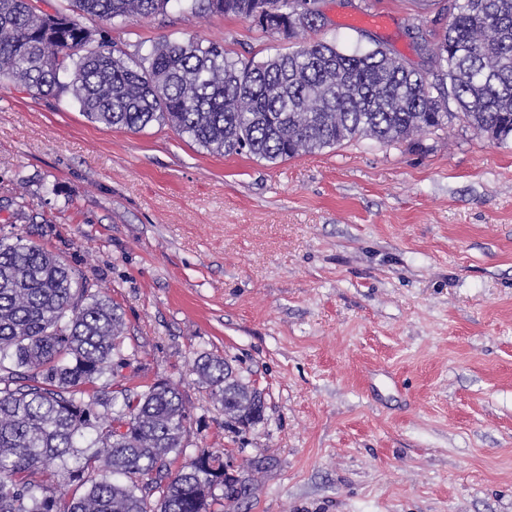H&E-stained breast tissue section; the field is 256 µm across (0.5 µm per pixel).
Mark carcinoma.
Here are the masks:
<instances>
[{
    "label": "carcinoma",
    "instance_id": "1",
    "mask_svg": "<svg viewBox=\"0 0 512 512\" xmlns=\"http://www.w3.org/2000/svg\"><path fill=\"white\" fill-rule=\"evenodd\" d=\"M104 25L163 14L170 0H69ZM194 15L242 18L288 41L326 25L296 23L300 0L253 21L258 0H183ZM432 47L447 92L377 47L345 54L314 41L263 61L229 59L199 39L164 42L137 59L94 38L63 12L0 0V78L36 96L72 94L90 121L139 132L154 122L213 154L246 152L270 163L357 136L384 143L458 118L503 143L512 138V0H448ZM70 81H60V73ZM457 111H448L449 102ZM125 321L103 291L42 246L0 237V512H215L241 494L220 457L201 452L178 470L187 413L179 388L125 386ZM193 371L246 431L264 420L263 391L227 359L202 355ZM110 374L114 389L97 382ZM72 487L62 500L56 474Z\"/></svg>",
    "mask_w": 512,
    "mask_h": 512
}]
</instances>
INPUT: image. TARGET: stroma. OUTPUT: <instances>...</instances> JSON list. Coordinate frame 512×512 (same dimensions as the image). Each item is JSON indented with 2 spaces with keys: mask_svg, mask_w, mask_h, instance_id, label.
<instances>
[{
  "mask_svg": "<svg viewBox=\"0 0 512 512\" xmlns=\"http://www.w3.org/2000/svg\"><path fill=\"white\" fill-rule=\"evenodd\" d=\"M448 0H321L328 41L383 47L446 88L424 41ZM129 57L197 37L231 59L297 44L241 19L101 29ZM98 282L124 313L131 386L178 385L186 460L229 455L235 512H512V141L467 123L355 137L271 164L152 124L88 120L70 93L0 82V229ZM228 359L263 390L238 433L193 372Z\"/></svg>",
  "mask_w": 512,
  "mask_h": 512,
  "instance_id": "obj_1",
  "label": "stroma"
}]
</instances>
